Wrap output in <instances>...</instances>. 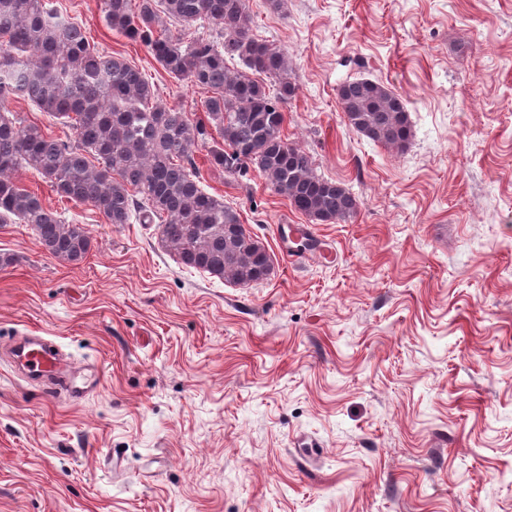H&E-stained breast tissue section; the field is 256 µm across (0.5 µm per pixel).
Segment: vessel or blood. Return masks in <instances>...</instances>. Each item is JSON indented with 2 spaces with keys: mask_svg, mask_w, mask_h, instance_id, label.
I'll list each match as a JSON object with an SVG mask.
<instances>
[{
  "mask_svg": "<svg viewBox=\"0 0 512 512\" xmlns=\"http://www.w3.org/2000/svg\"><path fill=\"white\" fill-rule=\"evenodd\" d=\"M11 358L27 381L73 402L95 392L103 380V372L96 364L72 362L54 342L41 336L12 346Z\"/></svg>",
  "mask_w": 512,
  "mask_h": 512,
  "instance_id": "vessel-or-blood-1",
  "label": "vessel or blood"
}]
</instances>
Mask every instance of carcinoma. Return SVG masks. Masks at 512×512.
<instances>
[{"label":"carcinoma","instance_id":"obj_1","mask_svg":"<svg viewBox=\"0 0 512 512\" xmlns=\"http://www.w3.org/2000/svg\"><path fill=\"white\" fill-rule=\"evenodd\" d=\"M100 11L109 29L144 45L171 78L209 93L202 108L221 139L208 148L212 165L240 177L259 172L316 224L357 215L360 198L318 174L310 152L284 135L282 104L295 93L288 59L253 37L246 0H100ZM236 59L244 70L229 66ZM336 96L347 124L367 140L398 153L409 148L410 112L386 86L355 79ZM14 97L73 128L75 140L9 111ZM154 99L142 72L91 42L62 4L0 0V224L30 225L63 263L93 247L86 225L66 221L15 180L26 168L107 224H157L162 245L186 267L233 284L266 280L265 246L236 209L200 186L194 154L209 131Z\"/></svg>","mask_w":512,"mask_h":512}]
</instances>
